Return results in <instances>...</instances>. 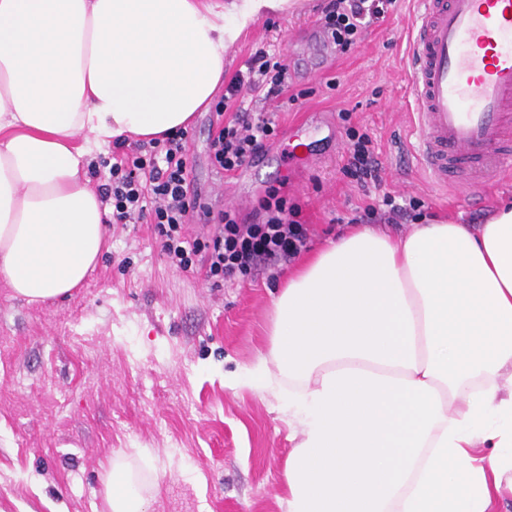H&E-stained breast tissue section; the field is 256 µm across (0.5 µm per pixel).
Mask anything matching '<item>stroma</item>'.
<instances>
[{
  "mask_svg": "<svg viewBox=\"0 0 512 512\" xmlns=\"http://www.w3.org/2000/svg\"><path fill=\"white\" fill-rule=\"evenodd\" d=\"M324 2L266 15L226 52L229 78L257 47L274 44L299 100L281 111L266 104L279 140L232 178L210 164L214 108L196 113L188 157L204 203L217 211L281 186L318 250L365 200L342 173L356 132L372 138L385 167L381 192L419 198L434 222L484 223L512 198V180L436 185L413 153L416 0H397L360 46L320 64L306 46L319 38ZM315 111L332 114L337 141L306 123ZM301 121L315 158L303 168L291 152ZM107 236L95 269L67 298L29 303L0 276V512H107L102 478L112 458L134 470L145 512H284L290 443L280 401L226 385L268 352L277 280L261 274L215 288L171 269L151 225L114 224Z\"/></svg>",
  "mask_w": 512,
  "mask_h": 512,
  "instance_id": "35a3bbf8",
  "label": "stroma"
}]
</instances>
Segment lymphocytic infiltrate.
I'll return each mask as SVG.
<instances>
[{"label":"lymphocytic infiltrate","instance_id":"1","mask_svg":"<svg viewBox=\"0 0 512 512\" xmlns=\"http://www.w3.org/2000/svg\"><path fill=\"white\" fill-rule=\"evenodd\" d=\"M396 0H327L316 21L318 31L337 52H347L359 34L384 21ZM291 85L290 66L281 54L258 48L246 68L224 88L223 115L212 123L209 144L212 166L232 176L264 152L279 136L273 113L254 112L246 97L283 101ZM188 137L178 132L148 144L113 143L108 183L99 185V199L111 206L116 224H150L171 267L205 280L245 281L257 272H277L303 250L308 229L301 209L280 188L266 187L248 213L227 208L218 212L202 202L188 165ZM348 173L367 198L360 217L364 223L411 224L419 221V200L402 204L390 197H370L385 172L372 140L358 135L349 150ZM207 228L191 233L194 220Z\"/></svg>","mask_w":512,"mask_h":512}]
</instances>
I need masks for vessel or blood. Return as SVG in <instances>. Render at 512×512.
Masks as SVG:
<instances>
[{"instance_id":"vessel-or-blood-1","label":"vessel or blood","mask_w":512,"mask_h":512,"mask_svg":"<svg viewBox=\"0 0 512 512\" xmlns=\"http://www.w3.org/2000/svg\"><path fill=\"white\" fill-rule=\"evenodd\" d=\"M411 81L417 151L439 185L512 173V0H422Z\"/></svg>"}]
</instances>
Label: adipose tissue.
I'll list each match as a JSON object with an SVG mask.
<instances>
[{
  "label": "adipose tissue",
  "instance_id": "ef3b65f1",
  "mask_svg": "<svg viewBox=\"0 0 512 512\" xmlns=\"http://www.w3.org/2000/svg\"><path fill=\"white\" fill-rule=\"evenodd\" d=\"M299 0H0V275L66 296L110 206L85 178L118 138L187 129L224 53ZM288 398L287 512L512 506V203L482 224H363L289 272L270 348L247 370ZM108 512H143L110 464Z\"/></svg>",
  "mask_w": 512,
  "mask_h": 512
}]
</instances>
